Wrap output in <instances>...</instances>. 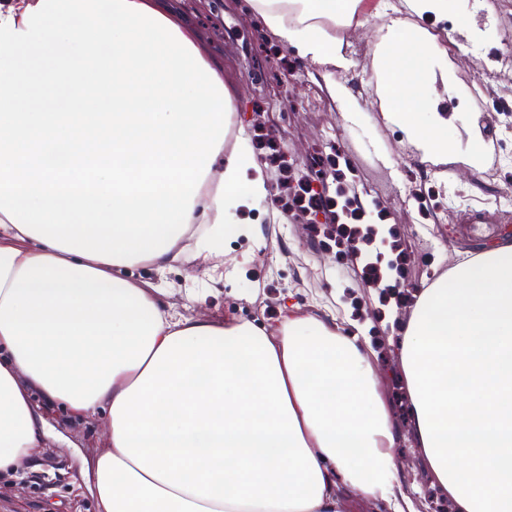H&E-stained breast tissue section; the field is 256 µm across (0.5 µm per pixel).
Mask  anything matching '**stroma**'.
<instances>
[{
	"label": "stroma",
	"mask_w": 512,
	"mask_h": 512,
	"mask_svg": "<svg viewBox=\"0 0 512 512\" xmlns=\"http://www.w3.org/2000/svg\"><path fill=\"white\" fill-rule=\"evenodd\" d=\"M378 0H362L342 35L349 61L342 71L348 95L332 97L324 68L301 59L262 24L251 0H175L199 33L209 55L224 62V83L236 95L225 150L246 139L260 159L271 191L262 202L241 207L237 220L254 229L257 241L228 237L224 254L179 260L166 273L141 265L133 275L143 287L167 290L165 303L203 313L219 323L249 321L271 325L283 304L324 317L348 308L370 317L376 353L374 369L398 433L392 450L399 478L417 512H448V496L432 480L410 430L407 393L400 373V338L385 319L404 322L420 291L475 251L512 235V140L482 138L481 170L465 163L469 148L462 120L477 125L503 120L497 107L512 92V80L486 79L482 97L467 112H452L448 98L464 87L461 74L436 80L429 90L438 112L448 118V138L457 146L443 163H421L400 127L386 124L375 89L373 22ZM328 173L326 199L344 202L356 186L364 212L345 219V244L330 237L324 223L289 206L306 175ZM224 273L215 284L207 273ZM201 289L197 300L189 289ZM33 402L52 434L32 451V472L48 485L0 475V512H95L85 486L87 460L109 446L99 415L75 417L40 393Z\"/></svg>",
	"instance_id": "35a3bbf8"
}]
</instances>
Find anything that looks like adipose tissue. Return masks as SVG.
Masks as SVG:
<instances>
[{
    "label": "adipose tissue",
    "instance_id": "1",
    "mask_svg": "<svg viewBox=\"0 0 512 512\" xmlns=\"http://www.w3.org/2000/svg\"><path fill=\"white\" fill-rule=\"evenodd\" d=\"M359 0H253L301 58L345 67L324 24ZM444 49L402 19L376 93L422 160L452 153L427 88ZM450 80V72L440 74ZM224 66L159 0H0V472L48 437L32 392L101 413L85 469L97 512H409L368 325L283 306L276 334L171 312L124 269H165L246 234L268 195L224 138ZM401 367L422 457L453 512H512V240L424 288Z\"/></svg>",
    "mask_w": 512,
    "mask_h": 512
}]
</instances>
